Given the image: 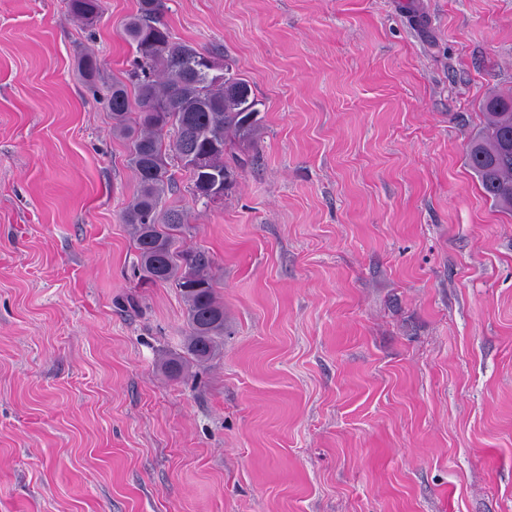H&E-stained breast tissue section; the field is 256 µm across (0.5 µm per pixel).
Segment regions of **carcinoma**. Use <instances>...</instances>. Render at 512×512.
<instances>
[{
  "mask_svg": "<svg viewBox=\"0 0 512 512\" xmlns=\"http://www.w3.org/2000/svg\"><path fill=\"white\" fill-rule=\"evenodd\" d=\"M166 0H138L125 23L136 45L134 67L112 79L108 104L112 134L128 140L127 162L137 188L123 222L137 252V270L151 284H171L187 312L188 354L197 362L210 359L224 336V304L218 301L211 260L203 251L175 247L184 212L165 206L175 185L173 167L190 175L188 193L196 197L208 179H231L248 159L224 161L228 147L243 150L261 132L260 101L242 78L224 64V78L212 77L198 63L204 53L175 43L163 15ZM72 17L91 26L101 15L100 0H69ZM84 77L95 80L97 59L78 60ZM486 121L470 142L467 161L492 205L512 213V94L484 102Z\"/></svg>",
  "mask_w": 512,
  "mask_h": 512,
  "instance_id": "obj_1",
  "label": "carcinoma"
}]
</instances>
